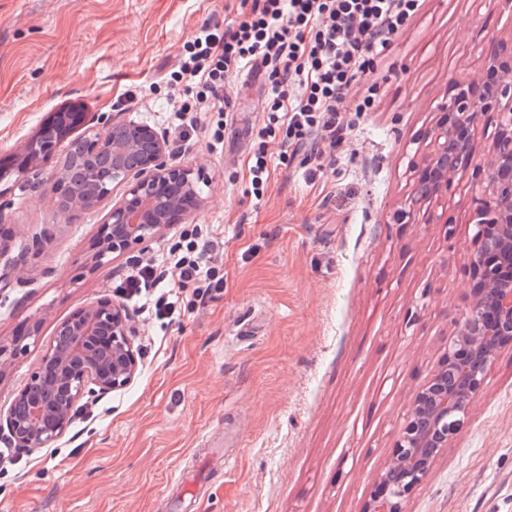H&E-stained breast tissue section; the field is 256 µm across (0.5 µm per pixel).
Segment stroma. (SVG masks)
<instances>
[{"instance_id": "1", "label": "stroma", "mask_w": 512, "mask_h": 512, "mask_svg": "<svg viewBox=\"0 0 512 512\" xmlns=\"http://www.w3.org/2000/svg\"><path fill=\"white\" fill-rule=\"evenodd\" d=\"M260 0H0V340L39 334L0 374V407L37 368L56 323L117 299L136 259L181 251L201 230L223 245V286L185 289L172 315L133 311L140 371L89 396L54 447L0 472V512H364L395 454L410 403L453 342L472 303L475 229L464 221L488 172L495 116L475 135L472 165L447 195L398 224L424 137L453 81L483 70L491 42L512 37L496 0H420L373 73L368 112L348 111L331 153L290 164L269 142V179L253 196L248 159L272 104L266 76L224 81L231 117L170 80L203 24L249 14ZM195 109L191 140L170 154L202 168L203 208L151 241L91 262L112 199L68 222L49 178L64 147L20 169L22 146L51 115L78 107L97 127L117 112L172 133ZM41 251L30 248L41 232ZM223 440L231 466L212 468ZM404 512H512V342L503 345Z\"/></svg>"}]
</instances>
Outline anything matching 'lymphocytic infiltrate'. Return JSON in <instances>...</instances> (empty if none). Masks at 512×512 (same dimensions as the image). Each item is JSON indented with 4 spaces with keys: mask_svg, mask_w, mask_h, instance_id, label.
<instances>
[{
    "mask_svg": "<svg viewBox=\"0 0 512 512\" xmlns=\"http://www.w3.org/2000/svg\"><path fill=\"white\" fill-rule=\"evenodd\" d=\"M417 7L418 0H262L259 10L223 28L202 25L179 73L200 79L216 98L225 78L253 63L263 67L273 103L250 158V184L257 192L269 175L266 141L277 130L297 149L315 138L335 145L341 130L336 116L349 88L374 70ZM295 83L304 91L291 100L287 88ZM215 250L212 239L193 237L170 264L152 259L136 265L125 280L126 296L153 302L157 314L174 312L189 284L208 291L219 287Z\"/></svg>",
    "mask_w": 512,
    "mask_h": 512,
    "instance_id": "f902f5d3",
    "label": "lymphocytic infiltrate"
}]
</instances>
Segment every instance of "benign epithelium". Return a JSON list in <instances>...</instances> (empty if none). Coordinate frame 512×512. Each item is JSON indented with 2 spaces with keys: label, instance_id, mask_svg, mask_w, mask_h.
<instances>
[{
  "label": "benign epithelium",
  "instance_id": "1",
  "mask_svg": "<svg viewBox=\"0 0 512 512\" xmlns=\"http://www.w3.org/2000/svg\"><path fill=\"white\" fill-rule=\"evenodd\" d=\"M495 112L496 133L487 180L478 189L468 222L479 242L474 266L481 281L472 286L474 300L465 315L461 337L448 347L442 362L417 392L397 440L395 457L403 460L410 479L382 473L367 512H403L413 490L428 476L448 442L461 432L466 409L483 383L492 359L488 341H512V278L501 269L512 263V39L492 45L486 70L455 83L437 123L425 132L431 151L414 188L412 203L429 202L473 160L475 130L481 118ZM62 135L85 124L86 113L61 112ZM93 157L112 155V167L97 169L98 194L87 200L69 186L68 172L52 173L55 204L70 218L98 206L122 187L119 200L104 220L95 262L144 243L203 206L200 171L168 163L169 139L126 112L112 115L103 129L89 128L82 137ZM136 330L127 309L101 298L74 310L56 327L37 370L0 411V428L15 446L50 448L69 429L74 410L88 395H106L129 386L139 371ZM23 349L19 341H0V374Z\"/></svg>",
  "mask_w": 512,
  "mask_h": 512
}]
</instances>
